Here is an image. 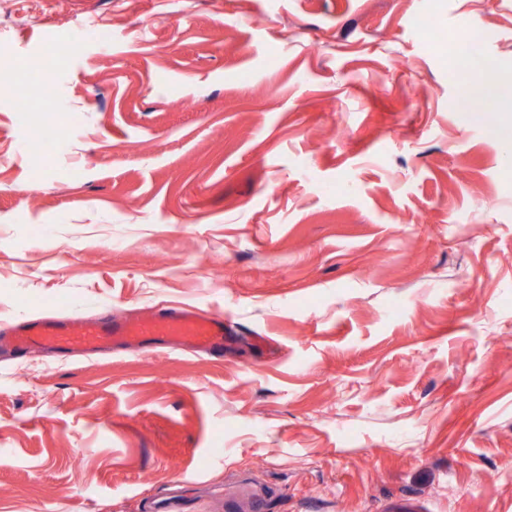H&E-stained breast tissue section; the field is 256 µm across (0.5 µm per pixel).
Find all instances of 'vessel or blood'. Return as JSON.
<instances>
[{"label": "vessel or blood", "instance_id": "b4317fda", "mask_svg": "<svg viewBox=\"0 0 512 512\" xmlns=\"http://www.w3.org/2000/svg\"><path fill=\"white\" fill-rule=\"evenodd\" d=\"M226 327L223 314L193 306L153 308L134 319L107 314L90 323L54 313L1 328L0 344L16 351L53 350L85 357L150 344L208 353L223 347Z\"/></svg>", "mask_w": 512, "mask_h": 512}]
</instances>
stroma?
<instances>
[{
  "mask_svg": "<svg viewBox=\"0 0 512 512\" xmlns=\"http://www.w3.org/2000/svg\"><path fill=\"white\" fill-rule=\"evenodd\" d=\"M471 54L512 88V0H0V325L232 332L0 350V512H512V101L461 104ZM227 324L223 313L193 306L152 308L136 319L107 313L91 323L54 313L2 327L0 340L15 351L53 350L85 357L150 344L209 353L224 347Z\"/></svg>",
  "mask_w": 512,
  "mask_h": 512,
  "instance_id": "1",
  "label": "stroma"
}]
</instances>
